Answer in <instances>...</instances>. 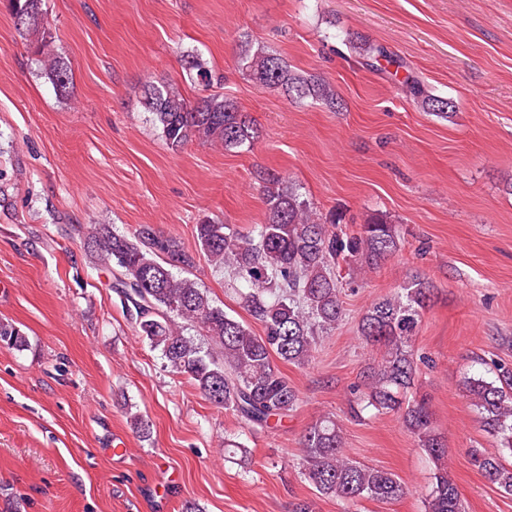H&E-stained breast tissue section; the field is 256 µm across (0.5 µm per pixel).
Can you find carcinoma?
<instances>
[{
    "label": "carcinoma",
    "instance_id": "obj_1",
    "mask_svg": "<svg viewBox=\"0 0 512 512\" xmlns=\"http://www.w3.org/2000/svg\"><path fill=\"white\" fill-rule=\"evenodd\" d=\"M8 6L16 20L42 14L41 0H8ZM16 26L20 35L32 38L41 70L56 90L70 95V69L55 52L49 30L36 20ZM349 44L367 66L383 60L398 69L405 67L381 46L353 39ZM241 63L263 87L296 100L311 98L335 105L336 92L330 84L293 72L284 58L263 45L245 42ZM402 87L426 112L444 115L451 107L448 99L431 94L410 74ZM141 104L173 149L193 139L237 148L256 137L250 117L231 98L210 93L191 104L176 85L149 82L143 86ZM265 204L262 222L246 230L210 222L196 225L203 257L250 287L242 299L249 315L261 324V336L224 312L195 281L173 273L174 266L194 265V257L177 239L147 225L130 234L107 224L77 228L92 239L98 261L117 266L119 293L138 335L160 352L166 367L187 376L213 406L236 412L253 430L270 428L297 406V390L276 361L308 364L321 335L345 317L336 275L339 261L346 263L351 276L358 270L375 269L396 253L400 241L395 225L378 214L351 235L336 233L333 218L318 214L291 182L277 176L268 179ZM431 292V283L416 272L395 294L367 307L359 332L366 342L380 347L382 355L360 386L365 389L366 406L400 414L407 431L439 462L424 499L425 512H464L459 490L443 463L448 448L432 427L428 399L408 396L418 367L413 338ZM0 342L22 347L26 339L19 329L1 323ZM462 389L476 408L483 430L497 442L493 451L469 449L471 461L491 484L510 495L512 366H500L493 381L466 377ZM301 460L319 494L339 501L344 512H355L364 500L391 503L408 492L390 470L346 456L342 430L330 416L320 417L309 427Z\"/></svg>",
    "mask_w": 512,
    "mask_h": 512
}]
</instances>
